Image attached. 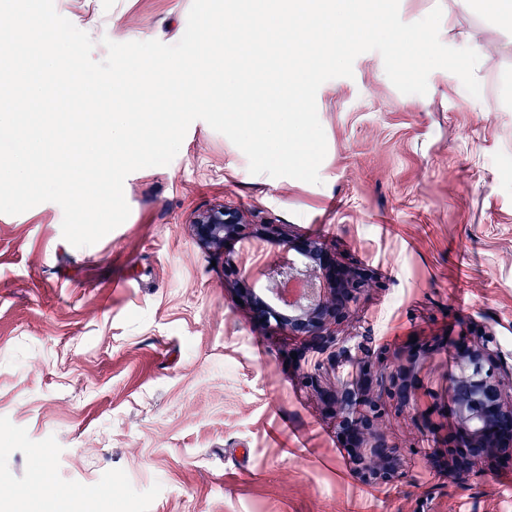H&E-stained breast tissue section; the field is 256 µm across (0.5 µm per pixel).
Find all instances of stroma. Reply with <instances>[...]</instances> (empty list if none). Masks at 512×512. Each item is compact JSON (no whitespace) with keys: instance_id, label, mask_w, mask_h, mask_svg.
<instances>
[{"instance_id":"35a3bbf8","label":"stroma","mask_w":512,"mask_h":512,"mask_svg":"<svg viewBox=\"0 0 512 512\" xmlns=\"http://www.w3.org/2000/svg\"><path fill=\"white\" fill-rule=\"evenodd\" d=\"M191 4L54 0L98 61L108 39L177 43ZM437 6L441 42L480 56V96L443 69L401 94L378 52L359 55L316 94L319 183L250 174L197 120L169 165L128 175L130 215L93 245L64 240L56 203L0 213V512H512V463L457 480L423 455L456 427L449 342L485 330L512 370V21L482 0L399 15ZM222 203L365 274L336 334L402 353L386 370L410 404L378 421L404 450L398 482L355 475L318 393L353 385V364L256 323L264 278L226 274L228 254L254 267L278 245L197 243L194 216Z\"/></svg>"}]
</instances>
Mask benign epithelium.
Listing matches in <instances>:
<instances>
[{
    "instance_id": "7a95c632",
    "label": "benign epithelium",
    "mask_w": 512,
    "mask_h": 512,
    "mask_svg": "<svg viewBox=\"0 0 512 512\" xmlns=\"http://www.w3.org/2000/svg\"><path fill=\"white\" fill-rule=\"evenodd\" d=\"M198 243L205 248H222L225 241H250L256 236L253 222L241 210L218 205L198 214L193 220ZM258 238L274 242L284 251H295L299 261L271 256L261 268L273 300L260 298L253 303L256 319L275 325L290 336L309 338L324 351L335 345L338 355L355 364V388L330 390L318 387L322 400L334 409L340 433L345 438L358 478L368 484H387L401 476V451L377 432L383 415V401L393 399L406 406L410 396L398 377L385 378L373 389L377 363L389 351L375 350L359 341L352 346L337 344L331 326L343 321L350 303L361 291L363 278L354 271L331 265L315 241L293 243L278 224L260 225ZM458 373L451 389L455 396L457 431L448 443V455L460 452L464 465L453 469L465 474L477 464L496 455L512 459V398H506L500 362L493 338L480 334L469 345H455Z\"/></svg>"
}]
</instances>
